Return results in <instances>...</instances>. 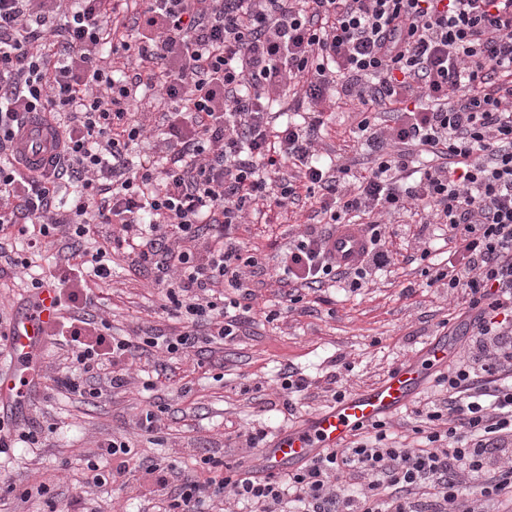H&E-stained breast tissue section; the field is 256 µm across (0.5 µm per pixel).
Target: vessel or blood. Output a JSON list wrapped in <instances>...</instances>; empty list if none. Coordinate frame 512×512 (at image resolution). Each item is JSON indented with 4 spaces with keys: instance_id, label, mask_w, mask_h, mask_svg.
<instances>
[{
    "instance_id": "vessel-or-blood-1",
    "label": "vessel or blood",
    "mask_w": 512,
    "mask_h": 512,
    "mask_svg": "<svg viewBox=\"0 0 512 512\" xmlns=\"http://www.w3.org/2000/svg\"><path fill=\"white\" fill-rule=\"evenodd\" d=\"M19 148L28 164L50 169L55 151L47 124L27 125L19 137ZM366 246L362 226L341 224L330 238L328 248L338 266L349 268L358 263ZM59 315L55 290L48 285L31 291L28 299L16 307L7 336L0 340V347L11 358L9 369L0 372L1 402L21 409L30 404L38 355ZM461 343L462 338L456 333L434 337L420 354L406 359L379 383L345 395L301 425L276 436L259 450L257 470H296L325 450L345 446L357 430L388 420L411 405L430 375L446 368Z\"/></svg>"
}]
</instances>
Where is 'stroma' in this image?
<instances>
[{
  "label": "stroma",
  "mask_w": 512,
  "mask_h": 512,
  "mask_svg": "<svg viewBox=\"0 0 512 512\" xmlns=\"http://www.w3.org/2000/svg\"><path fill=\"white\" fill-rule=\"evenodd\" d=\"M361 106L337 108L323 136L325 152L337 163L362 168L368 151L353 132ZM313 214L291 208L270 221L242 225L241 241L260 252L263 273L252 274L254 309L239 336L212 344L203 355L164 360L156 352L137 357L129 367L125 390L93 401L58 390L55 376L65 372L64 347L48 344L40 357L41 383L23 419L9 424L37 425L48 434L40 447L17 443L0 457V512H49L45 500L21 502L22 490L46 484L60 503L79 501L83 512H155V500L139 492L136 460L155 458L193 473L204 454L241 463L237 435L265 431L268 437L294 426L332 402L333 390L353 392L380 381L399 363L422 351L446 325L465 319L462 298L447 289L427 287L429 262L445 259L448 243L438 225L420 230L412 218L388 240L395 265L372 276L360 290L343 284L303 291L300 302L288 299L289 285L276 274L278 261ZM430 261L419 258L422 248ZM112 282L94 291L93 314L106 320L112 335L138 340L167 335L180 327L162 307L150 271L133 265L127 249L112 253ZM167 366L157 380L158 363ZM302 372L307 391L285 399V367ZM160 409L156 432L139 431L142 411ZM127 441L132 466L116 481L95 483L86 463L109 438Z\"/></svg>",
  "instance_id": "35a3bbf8"
}]
</instances>
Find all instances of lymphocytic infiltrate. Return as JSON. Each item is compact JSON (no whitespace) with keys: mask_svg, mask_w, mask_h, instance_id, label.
I'll return each mask as SVG.
<instances>
[{"mask_svg":"<svg viewBox=\"0 0 512 512\" xmlns=\"http://www.w3.org/2000/svg\"><path fill=\"white\" fill-rule=\"evenodd\" d=\"M157 90L161 155L132 158L146 125L133 101ZM302 117L274 122L281 95ZM395 112L361 119L371 167L323 166L315 144L337 105ZM56 127L52 173L27 169L16 139L27 118ZM438 164L412 167L415 151ZM292 177H285V170ZM307 200L322 216L280 264L290 282L363 288L393 264L383 220L419 217L448 231L430 284L475 311L462 354L437 378L444 395L415 409L417 448L388 442V422L298 468L256 477L204 455L199 473L139 468L157 512H207L228 496L241 512H512V12L501 0H0V259L29 269L63 236L51 274L66 315L53 330L74 368L57 387L87 400L128 383L133 352L170 357L234 340L260 259L236 230L251 212ZM368 227L358 264L338 270L327 243L347 216ZM117 224L184 327L139 341L104 331L85 277L109 279ZM23 237L27 255L4 241ZM32 278V288H40Z\"/></svg>","mask_w":512,"mask_h":512,"instance_id":"lymphocytic-infiltrate-1","label":"lymphocytic infiltrate"}]
</instances>
